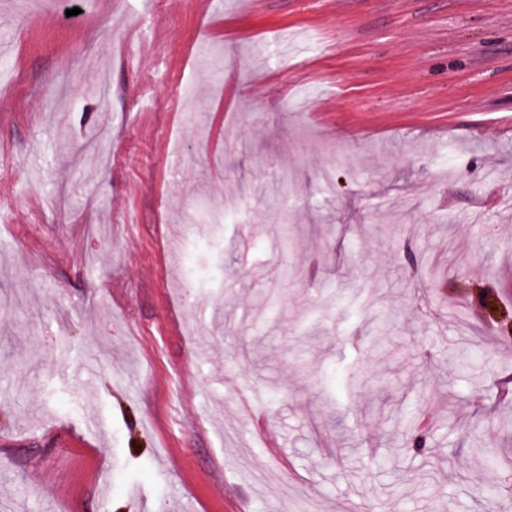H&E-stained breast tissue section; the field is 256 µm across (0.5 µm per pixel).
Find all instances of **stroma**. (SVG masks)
I'll list each match as a JSON object with an SVG mask.
<instances>
[{
    "mask_svg": "<svg viewBox=\"0 0 512 512\" xmlns=\"http://www.w3.org/2000/svg\"><path fill=\"white\" fill-rule=\"evenodd\" d=\"M64 6L0 0V506L495 512L512 0Z\"/></svg>",
    "mask_w": 512,
    "mask_h": 512,
    "instance_id": "1",
    "label": "stroma"
}]
</instances>
